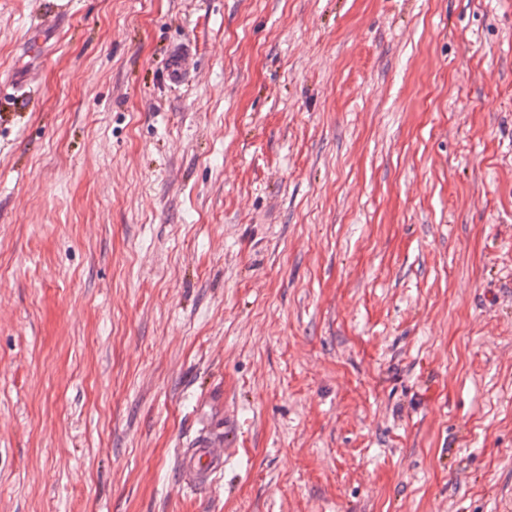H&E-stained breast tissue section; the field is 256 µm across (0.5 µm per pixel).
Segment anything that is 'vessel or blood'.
<instances>
[{
  "label": "vessel or blood",
  "mask_w": 512,
  "mask_h": 512,
  "mask_svg": "<svg viewBox=\"0 0 512 512\" xmlns=\"http://www.w3.org/2000/svg\"><path fill=\"white\" fill-rule=\"evenodd\" d=\"M190 51L177 48L168 58L167 71L170 79L179 81L191 71ZM231 454L227 434H204L181 449L175 461L179 484L188 490L197 491L210 486L224 472V461Z\"/></svg>",
  "instance_id": "vessel-or-blood-1"
}]
</instances>
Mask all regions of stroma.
I'll return each mask as SVG.
<instances>
[{
    "label": "stroma",
    "mask_w": 512,
    "mask_h": 512,
    "mask_svg": "<svg viewBox=\"0 0 512 512\" xmlns=\"http://www.w3.org/2000/svg\"><path fill=\"white\" fill-rule=\"evenodd\" d=\"M0 512H512V0H0ZM192 59L193 55L187 49H174L167 63V71L170 79L181 81L183 78L187 77L191 71L190 62ZM231 428L224 419V433L200 435L189 448H181L175 461L178 483L191 491L205 489L224 472V461L231 455L227 434Z\"/></svg>",
    "instance_id": "stroma-1"
}]
</instances>
